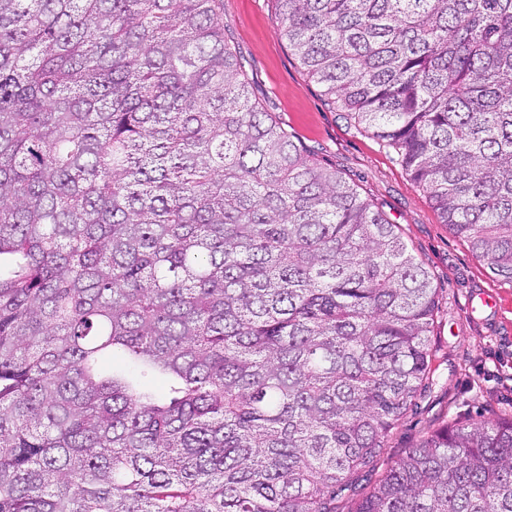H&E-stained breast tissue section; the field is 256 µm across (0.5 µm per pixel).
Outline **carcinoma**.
<instances>
[{"mask_svg":"<svg viewBox=\"0 0 512 512\" xmlns=\"http://www.w3.org/2000/svg\"><path fill=\"white\" fill-rule=\"evenodd\" d=\"M327 102L512 283V0H274ZM224 0H0V512H336L436 289L250 94ZM350 512H512V418Z\"/></svg>","mask_w":512,"mask_h":512,"instance_id":"1","label":"carcinoma"}]
</instances>
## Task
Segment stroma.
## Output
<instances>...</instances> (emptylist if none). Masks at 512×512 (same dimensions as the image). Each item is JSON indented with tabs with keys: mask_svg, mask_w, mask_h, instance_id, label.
Segmentation results:
<instances>
[{
	"mask_svg": "<svg viewBox=\"0 0 512 512\" xmlns=\"http://www.w3.org/2000/svg\"><path fill=\"white\" fill-rule=\"evenodd\" d=\"M223 22L253 97L314 160L336 169L398 226L437 290L428 383L395 424L384 455L355 475L363 494L439 425L512 414V283L490 276L449 231L392 150L326 104L289 50L273 0H224Z\"/></svg>",
	"mask_w": 512,
	"mask_h": 512,
	"instance_id": "1",
	"label": "stroma"
}]
</instances>
